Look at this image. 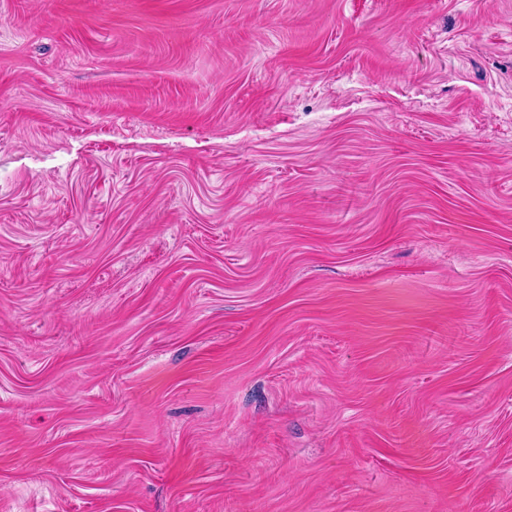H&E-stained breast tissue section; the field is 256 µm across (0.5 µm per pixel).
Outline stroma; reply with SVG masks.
<instances>
[{
	"mask_svg": "<svg viewBox=\"0 0 512 512\" xmlns=\"http://www.w3.org/2000/svg\"><path fill=\"white\" fill-rule=\"evenodd\" d=\"M0 512H512V0H0Z\"/></svg>",
	"mask_w": 512,
	"mask_h": 512,
	"instance_id": "1",
	"label": "stroma"
}]
</instances>
